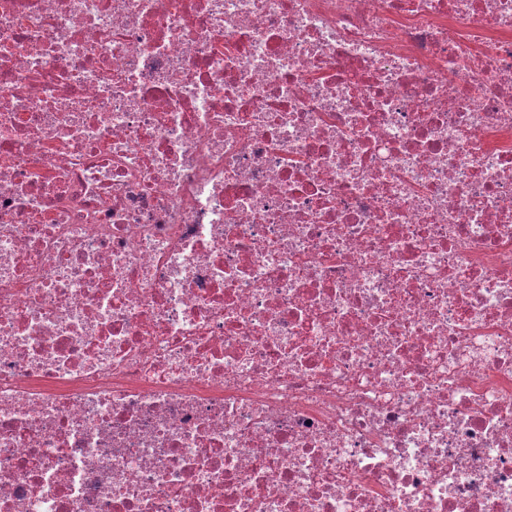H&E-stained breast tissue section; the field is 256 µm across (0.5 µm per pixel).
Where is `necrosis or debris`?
Wrapping results in <instances>:
<instances>
[{
    "label": "necrosis or debris",
    "instance_id": "obj_1",
    "mask_svg": "<svg viewBox=\"0 0 512 512\" xmlns=\"http://www.w3.org/2000/svg\"><path fill=\"white\" fill-rule=\"evenodd\" d=\"M0 512H512V0H0Z\"/></svg>",
    "mask_w": 512,
    "mask_h": 512
}]
</instances>
